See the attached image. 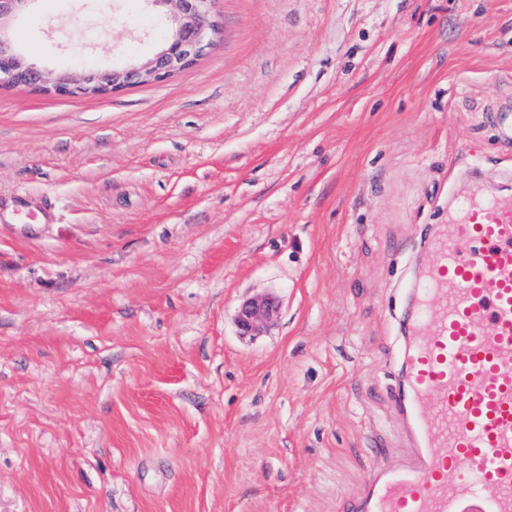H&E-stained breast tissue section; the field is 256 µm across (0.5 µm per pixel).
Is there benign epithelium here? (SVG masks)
<instances>
[{
	"mask_svg": "<svg viewBox=\"0 0 512 512\" xmlns=\"http://www.w3.org/2000/svg\"><path fill=\"white\" fill-rule=\"evenodd\" d=\"M33 2L0 0V84L35 86L62 96L106 95L131 84L163 81L192 67L213 45L219 30L218 22L210 15L211 0H150L170 8L171 14L170 32L153 57L121 69L45 72L24 57L12 35L13 19ZM277 310L278 302L269 295L243 303L236 319L239 333H261Z\"/></svg>",
	"mask_w": 512,
	"mask_h": 512,
	"instance_id": "1",
	"label": "benign epithelium"
}]
</instances>
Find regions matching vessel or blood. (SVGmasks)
<instances>
[{
	"mask_svg": "<svg viewBox=\"0 0 512 512\" xmlns=\"http://www.w3.org/2000/svg\"><path fill=\"white\" fill-rule=\"evenodd\" d=\"M52 213L14 200V221ZM429 248L393 388L411 457L343 512H512V197L465 201Z\"/></svg>",
	"mask_w": 512,
	"mask_h": 512,
	"instance_id": "obj_1",
	"label": "vessel or blood"
}]
</instances>
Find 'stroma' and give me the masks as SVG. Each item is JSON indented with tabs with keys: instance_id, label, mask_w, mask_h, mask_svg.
<instances>
[{
	"instance_id": "obj_1",
	"label": "stroma",
	"mask_w": 512,
	"mask_h": 512,
	"mask_svg": "<svg viewBox=\"0 0 512 512\" xmlns=\"http://www.w3.org/2000/svg\"><path fill=\"white\" fill-rule=\"evenodd\" d=\"M186 72L0 85V512H338L407 458L394 318L474 185L512 196V0H212ZM48 70L150 56V0H36ZM50 199L48 224L7 214ZM272 294L267 331L236 315Z\"/></svg>"
}]
</instances>
